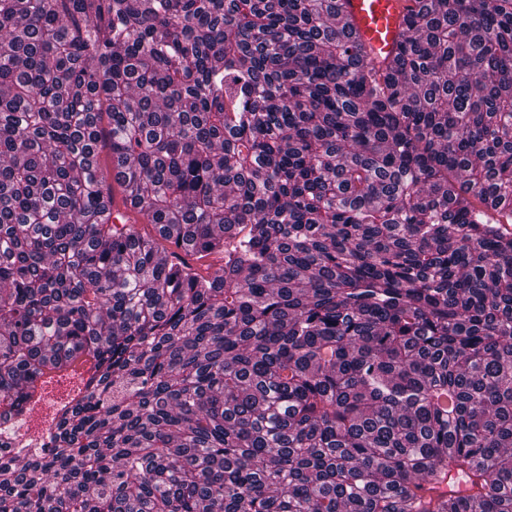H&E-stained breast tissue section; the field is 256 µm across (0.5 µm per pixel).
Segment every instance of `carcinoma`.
<instances>
[{"instance_id":"cac0c4a2","label":"carcinoma","mask_w":512,"mask_h":512,"mask_svg":"<svg viewBox=\"0 0 512 512\" xmlns=\"http://www.w3.org/2000/svg\"><path fill=\"white\" fill-rule=\"evenodd\" d=\"M339 14L0 0V512H512V0ZM340 17L353 29L376 63L384 64L405 32L404 17L416 0H343ZM70 380H72V386L76 385V380L72 378L55 380L48 384L43 400L37 404L35 410L27 417V420H33L35 425H40L42 419H48L52 424L54 417L53 412L57 407H53L52 404L55 403V401L66 400V398H63V394L71 387Z\"/></svg>"}]
</instances>
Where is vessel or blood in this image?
I'll list each match as a JSON object with an SVG mask.
<instances>
[{"label":"vessel or blood","instance_id":"1","mask_svg":"<svg viewBox=\"0 0 512 512\" xmlns=\"http://www.w3.org/2000/svg\"><path fill=\"white\" fill-rule=\"evenodd\" d=\"M414 5L415 0H345L340 17L382 64L402 41L404 18Z\"/></svg>","mask_w":512,"mask_h":512}]
</instances>
